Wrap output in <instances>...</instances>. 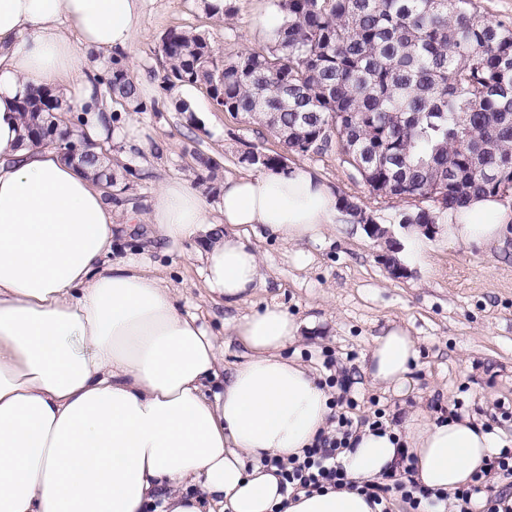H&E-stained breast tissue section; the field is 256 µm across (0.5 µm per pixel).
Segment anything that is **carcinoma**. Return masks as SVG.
I'll list each match as a JSON object with an SVG mask.
<instances>
[{
	"label": "carcinoma",
	"mask_w": 512,
	"mask_h": 512,
	"mask_svg": "<svg viewBox=\"0 0 512 512\" xmlns=\"http://www.w3.org/2000/svg\"><path fill=\"white\" fill-rule=\"evenodd\" d=\"M283 22L261 49L233 57L199 34L162 38L169 86H202L213 103L268 128L285 153L251 148L241 162L288 167L286 154L335 150L372 192L409 200L399 224H446L472 197L512 201V18L489 19L476 0H278ZM111 97L139 110L137 84L112 69ZM50 91L23 98L26 135L43 120L62 137ZM84 167L112 172L98 144ZM106 173H101V170ZM352 223H383L348 198Z\"/></svg>",
	"instance_id": "obj_1"
}]
</instances>
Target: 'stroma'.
Instances as JSON below:
<instances>
[{"mask_svg":"<svg viewBox=\"0 0 512 512\" xmlns=\"http://www.w3.org/2000/svg\"><path fill=\"white\" fill-rule=\"evenodd\" d=\"M230 15L206 16L198 0H147L143 31L128 67L141 86L143 107L112 113L114 127L105 145L115 162L110 200L143 214L158 184L180 178L200 184L208 200H216L225 180L251 174L241 163L249 148L280 150L279 140L247 116L217 110L204 88L194 87L190 112L178 109L181 87H168L166 63L160 52L164 34L180 28L203 34L225 56L263 47L268 30L264 20L278 14L277 0H224ZM142 140L128 149L124 130ZM209 156L216 166L213 181L199 183L196 154ZM289 165H304L363 208L392 223L410 203L372 193L335 152L289 155ZM344 236L296 246L269 237L255 238L264 286L248 309L276 303L295 319L314 320L316 327L292 343L287 353L329 381L337 369L354 380L349 392L353 417L386 412L396 425L402 413L426 416L449 412L476 415L500 446L512 445V242L488 250L463 246L436 249L428 268L411 264L404 277H392L383 261L382 245L362 225H348ZM197 243L185 242L152 260L177 291L179 308L196 314L200 323L218 331L231 309L210 301L202 287ZM407 323L417 339L421 359L415 372L416 391L399 399L372 387L363 369L374 337L388 322Z\"/></svg>","mask_w":512,"mask_h":512,"instance_id":"stroma-1","label":"stroma"}]
</instances>
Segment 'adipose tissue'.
Returning a JSON list of instances; mask_svg holds the SVG:
<instances>
[{"label": "adipose tissue", "instance_id": "ef3b65f1", "mask_svg": "<svg viewBox=\"0 0 512 512\" xmlns=\"http://www.w3.org/2000/svg\"><path fill=\"white\" fill-rule=\"evenodd\" d=\"M145 0H0V512H379L357 488L413 458L416 479L448 494L471 483L497 446L467 413L417 412L384 432L361 428L345 455L350 485L293 496L264 457L302 455L329 433L332 393L289 344L313 321L272 304L235 318L244 359L220 376L216 337L181 311L147 252L114 254L116 237L148 227L153 243H201L203 287L229 309L253 298L259 255L248 230L288 244L342 233L339 198L309 168L224 182L211 202L168 179L147 215L123 212L89 174L51 146L23 139L19 101L63 91L92 113L91 137L112 102L79 69L85 45L126 61ZM512 236V206L478 198L427 237L403 239L414 260L448 246ZM420 359L408 326L390 323L364 374L404 398Z\"/></svg>", "mask_w": 512, "mask_h": 512}]
</instances>
